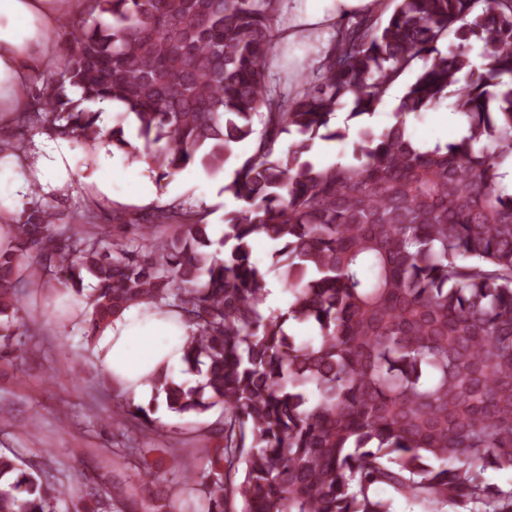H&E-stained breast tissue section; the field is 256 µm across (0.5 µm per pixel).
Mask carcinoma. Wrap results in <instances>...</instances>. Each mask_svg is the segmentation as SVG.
Masks as SVG:
<instances>
[{
	"label": "carcinoma",
	"instance_id": "cac0c4a2",
	"mask_svg": "<svg viewBox=\"0 0 512 512\" xmlns=\"http://www.w3.org/2000/svg\"><path fill=\"white\" fill-rule=\"evenodd\" d=\"M61 63L24 91L15 125L69 138L88 158L106 138L165 179L190 165L235 163L237 206L221 231L181 199L145 211L91 204L59 224L34 202L0 253V360L23 359L39 332L22 293L79 296L96 281L88 331L138 304L189 328L182 373L150 379L176 415L219 405L221 445L183 476L189 512H392L386 486L426 512L472 505L512 512V0H388L336 28L293 90L271 88L282 0H88ZM480 43L485 63L471 56ZM410 84L386 126L367 125L389 90ZM468 135L423 148L410 123L443 103ZM121 110L107 135L96 106ZM358 120L351 158L308 159L343 141L336 112ZM263 130L255 136L254 119ZM298 135L288 149L282 135ZM248 144L250 151L240 156ZM271 243L292 297L265 315L253 243ZM318 326L301 341L284 324ZM149 410L120 404L112 426ZM127 444L103 456L129 465ZM32 462L0 454V512H58L73 496ZM127 484L100 479L88 512H110Z\"/></svg>",
	"mask_w": 512,
	"mask_h": 512
}]
</instances>
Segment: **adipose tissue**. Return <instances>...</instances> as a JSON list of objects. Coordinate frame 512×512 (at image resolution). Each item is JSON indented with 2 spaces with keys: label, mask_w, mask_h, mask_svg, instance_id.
Instances as JSON below:
<instances>
[{
  "label": "adipose tissue",
  "mask_w": 512,
  "mask_h": 512,
  "mask_svg": "<svg viewBox=\"0 0 512 512\" xmlns=\"http://www.w3.org/2000/svg\"><path fill=\"white\" fill-rule=\"evenodd\" d=\"M80 0H0V127H10L26 100L21 89L37 84L58 48L48 34ZM112 193V176L98 170L75 179L68 152L39 146L26 152L0 153V251L13 244L17 202L34 185L62 194L77 184ZM185 330L175 319H160L131 307L111 318L96 337L95 353L113 379L142 398L150 377L160 368L180 364Z\"/></svg>",
  "instance_id": "adipose-tissue-1"
}]
</instances>
